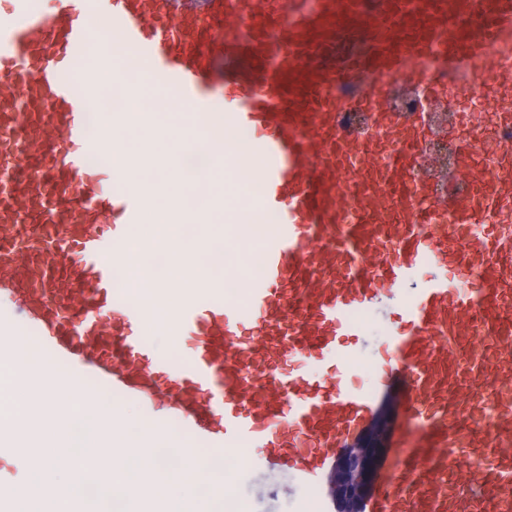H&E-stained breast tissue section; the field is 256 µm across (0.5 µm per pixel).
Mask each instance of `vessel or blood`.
<instances>
[{
	"label": "vessel or blood",
	"instance_id": "obj_1",
	"mask_svg": "<svg viewBox=\"0 0 512 512\" xmlns=\"http://www.w3.org/2000/svg\"><path fill=\"white\" fill-rule=\"evenodd\" d=\"M20 22L0 15V350L34 341L58 368V403L92 408L98 390L139 404L150 428L168 422L213 452L262 449L265 464L313 486L320 512H337L332 487L352 448H397L404 462L370 474L358 512H512V154L494 179L476 181L477 152L461 146L454 175L464 199L420 206L432 185L413 179L418 123L389 103L394 78L426 79L416 60L440 44L471 62L512 37V0H18ZM112 19V42L142 82L122 112H102L108 132L137 120L141 86L188 114L196 151L211 155L225 133L252 134L248 157L261 193L242 223L279 218L261 254L263 274L232 306L222 284L179 296L174 320L189 359L159 358L138 328L152 312L136 288L117 287L115 257L134 264L129 235L144 201L129 181L132 160L104 156L90 138L87 104L113 69L84 70L91 21ZM227 104L216 112L211 95ZM368 109L393 131L382 153L365 132L338 133L340 109ZM428 273L364 392L337 381L327 361L348 357L357 312ZM306 358L309 372L282 371ZM478 450L448 484V455Z\"/></svg>",
	"mask_w": 512,
	"mask_h": 512
}]
</instances>
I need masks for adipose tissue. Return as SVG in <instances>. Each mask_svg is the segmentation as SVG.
Returning <instances> with one entry per match:
<instances>
[{"instance_id": "obj_1", "label": "adipose tissue", "mask_w": 512, "mask_h": 512, "mask_svg": "<svg viewBox=\"0 0 512 512\" xmlns=\"http://www.w3.org/2000/svg\"><path fill=\"white\" fill-rule=\"evenodd\" d=\"M138 130L142 147L176 160L192 145V135L181 113L173 114L168 119H151L140 124ZM222 151L238 158L239 165L234 172L228 174L222 167L213 166L203 175L190 176L178 184L170 183L160 175L149 181L137 175L132 178L137 194L148 201L141 222L130 229V235L136 241L145 242L154 238L157 232L155 221L160 215L173 216L179 224L201 220L208 226L207 240L187 243L176 237L170 241L167 258L171 278L182 277L185 266L199 263L201 248L223 247L224 210L218 200L223 197L225 188L234 189L242 184L255 187L259 184L258 172L247 160L246 139L238 135L227 138ZM136 296L138 302L153 313L151 321L143 325V333L175 338L172 310L178 303L177 297L146 288L137 289Z\"/></svg>"}]
</instances>
